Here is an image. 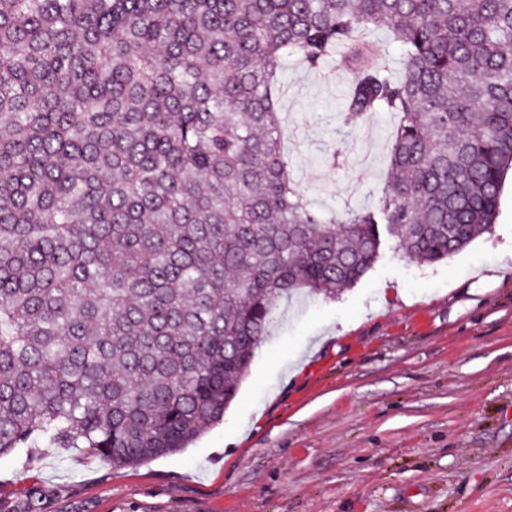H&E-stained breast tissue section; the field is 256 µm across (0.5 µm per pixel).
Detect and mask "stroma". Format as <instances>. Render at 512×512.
<instances>
[{
	"mask_svg": "<svg viewBox=\"0 0 512 512\" xmlns=\"http://www.w3.org/2000/svg\"><path fill=\"white\" fill-rule=\"evenodd\" d=\"M291 176L318 210L373 203L393 115L342 130L343 69L282 63ZM512 512V172L490 233L420 265L386 248L351 289L282 303L224 420L115 467L0 457V512Z\"/></svg>",
	"mask_w": 512,
	"mask_h": 512,
	"instance_id": "1",
	"label": "stroma"
}]
</instances>
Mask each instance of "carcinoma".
<instances>
[{
    "instance_id": "cac0c4a2",
    "label": "carcinoma",
    "mask_w": 512,
    "mask_h": 512,
    "mask_svg": "<svg viewBox=\"0 0 512 512\" xmlns=\"http://www.w3.org/2000/svg\"><path fill=\"white\" fill-rule=\"evenodd\" d=\"M386 31L401 67L368 37ZM396 117L376 202L304 201L278 71ZM512 170V0H0V456L136 466L224 419L278 306L490 232Z\"/></svg>"
}]
</instances>
